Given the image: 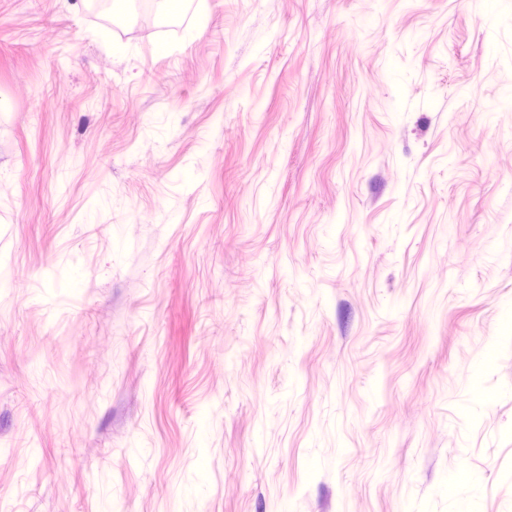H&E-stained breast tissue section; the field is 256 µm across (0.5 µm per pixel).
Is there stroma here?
I'll return each mask as SVG.
<instances>
[{"mask_svg": "<svg viewBox=\"0 0 512 512\" xmlns=\"http://www.w3.org/2000/svg\"><path fill=\"white\" fill-rule=\"evenodd\" d=\"M0 0V512H512V0Z\"/></svg>", "mask_w": 512, "mask_h": 512, "instance_id": "obj_1", "label": "stroma"}]
</instances>
